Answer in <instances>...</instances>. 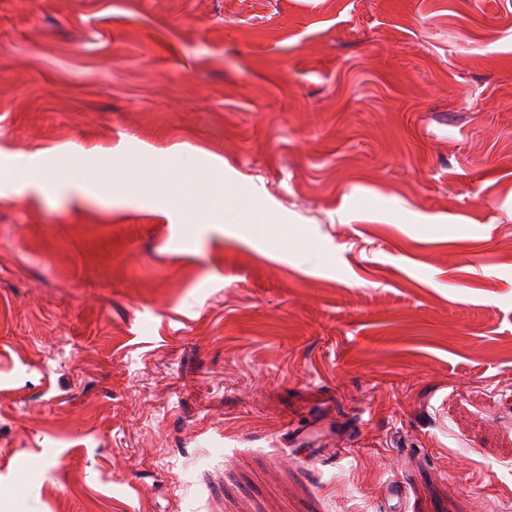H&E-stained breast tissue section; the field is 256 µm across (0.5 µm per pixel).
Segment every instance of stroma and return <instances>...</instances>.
<instances>
[{
	"label": "stroma",
	"mask_w": 512,
	"mask_h": 512,
	"mask_svg": "<svg viewBox=\"0 0 512 512\" xmlns=\"http://www.w3.org/2000/svg\"><path fill=\"white\" fill-rule=\"evenodd\" d=\"M21 155L127 167L0 196V512L512 503V0H0ZM129 193L139 198H162L167 205L176 211H189L193 204V198L186 193L179 181L159 183L151 175L141 173L131 184Z\"/></svg>",
	"instance_id": "1"
}]
</instances>
